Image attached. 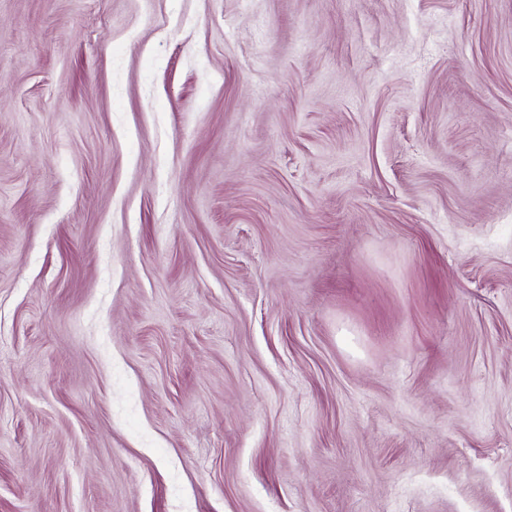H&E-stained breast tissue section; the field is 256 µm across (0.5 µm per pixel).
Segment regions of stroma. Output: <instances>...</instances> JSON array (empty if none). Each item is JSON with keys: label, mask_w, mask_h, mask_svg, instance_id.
I'll return each instance as SVG.
<instances>
[{"label": "stroma", "mask_w": 512, "mask_h": 512, "mask_svg": "<svg viewBox=\"0 0 512 512\" xmlns=\"http://www.w3.org/2000/svg\"><path fill=\"white\" fill-rule=\"evenodd\" d=\"M0 512H512V0H0Z\"/></svg>", "instance_id": "1"}]
</instances>
